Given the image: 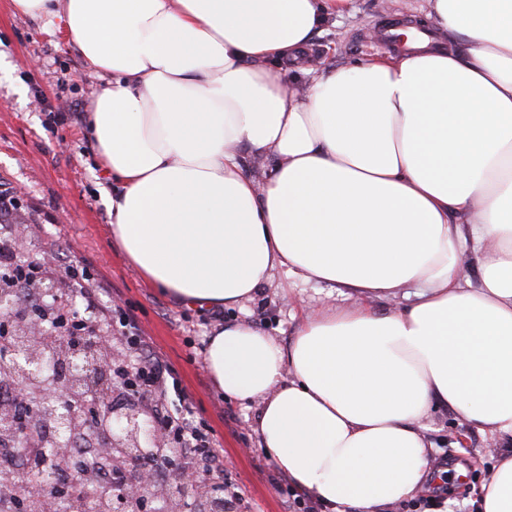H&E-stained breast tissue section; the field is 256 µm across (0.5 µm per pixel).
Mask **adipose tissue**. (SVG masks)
Masks as SVG:
<instances>
[{
    "instance_id": "ef3b65f1",
    "label": "adipose tissue",
    "mask_w": 512,
    "mask_h": 512,
    "mask_svg": "<svg viewBox=\"0 0 512 512\" xmlns=\"http://www.w3.org/2000/svg\"><path fill=\"white\" fill-rule=\"evenodd\" d=\"M425 2L449 47L328 68L307 50L354 0H11L60 17L104 79L86 125L145 280L194 309L242 307L279 271L349 297L283 289L290 344L229 323L206 356L330 512L422 493L438 408L512 444V0ZM477 496L512 512V455ZM290 288H296L295 292L300 295L305 303L311 307H322L330 304H348L349 298L339 296L338 292L333 290V295L329 296L330 290L325 286L314 284H305L296 279H289ZM324 288V289H322Z\"/></svg>"
}]
</instances>
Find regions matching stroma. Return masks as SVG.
Returning a JSON list of instances; mask_svg holds the SVG:
<instances>
[{"instance_id":"1","label":"stroma","mask_w":512,"mask_h":512,"mask_svg":"<svg viewBox=\"0 0 512 512\" xmlns=\"http://www.w3.org/2000/svg\"><path fill=\"white\" fill-rule=\"evenodd\" d=\"M408 3L413 25L430 28L424 0H355L354 16L340 19L331 34L317 39L310 55H323L327 66L337 67L385 51V44L372 41L371 31L395 20ZM0 55L10 64L0 72V189L18 191L16 220L33 212L40 224L39 232L25 240V249L34 252L55 243L58 258L51 269L63 282L70 267L94 263L104 294L134 307L143 335L177 370L197 419L213 431L226 479L237 487L243 506L248 512H289L285 494L268 479L270 458L255 431L258 403L246 406L218 394L205 347L225 324L243 320L290 343L295 323L280 297V284L295 288L315 308L342 303V296L279 273L243 309L217 314L183 307L151 286L112 238V218L102 197L112 181L98 163L84 123L100 80L83 65L62 21L13 14L10 0H0ZM18 80L26 84V95L16 93ZM426 435L436 446L434 461L461 462L465 482L449 478L453 493H426L382 512H478L474 488L489 477L503 449L487 447L482 434L445 408L434 411Z\"/></svg>"}]
</instances>
